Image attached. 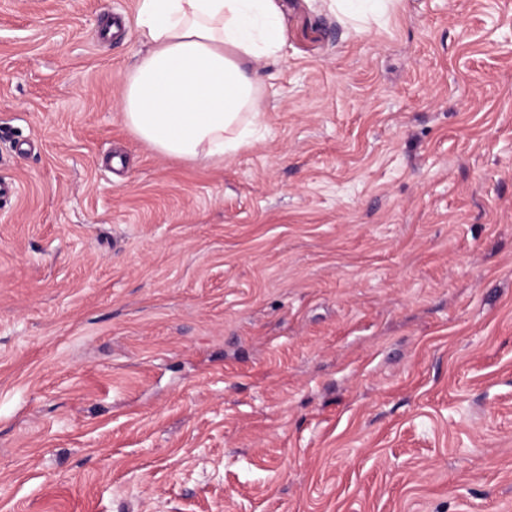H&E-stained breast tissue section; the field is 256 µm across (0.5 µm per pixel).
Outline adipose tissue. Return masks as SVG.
I'll return each mask as SVG.
<instances>
[{
	"label": "adipose tissue",
	"instance_id": "ef3b65f1",
	"mask_svg": "<svg viewBox=\"0 0 512 512\" xmlns=\"http://www.w3.org/2000/svg\"><path fill=\"white\" fill-rule=\"evenodd\" d=\"M138 24L148 48L122 90L131 131L193 165L252 146L264 112L257 67L280 49L273 0H140Z\"/></svg>",
	"mask_w": 512,
	"mask_h": 512
}]
</instances>
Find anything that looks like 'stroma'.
<instances>
[{"label": "stroma", "instance_id": "1", "mask_svg": "<svg viewBox=\"0 0 512 512\" xmlns=\"http://www.w3.org/2000/svg\"><path fill=\"white\" fill-rule=\"evenodd\" d=\"M276 2L192 166L139 0H0V512H512V0ZM336 11L344 15L356 30L369 27L370 20L376 21L387 11L390 0H332Z\"/></svg>", "mask_w": 512, "mask_h": 512}]
</instances>
